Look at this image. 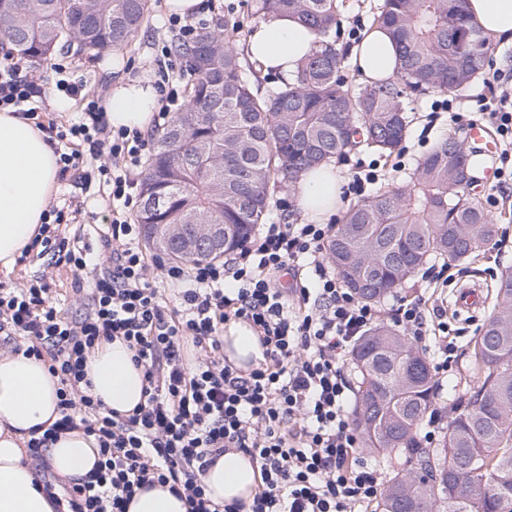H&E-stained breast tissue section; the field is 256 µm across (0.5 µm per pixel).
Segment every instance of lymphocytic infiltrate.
Here are the masks:
<instances>
[{
  "instance_id": "lymphocytic-infiltrate-1",
  "label": "lymphocytic infiltrate",
  "mask_w": 512,
  "mask_h": 512,
  "mask_svg": "<svg viewBox=\"0 0 512 512\" xmlns=\"http://www.w3.org/2000/svg\"><path fill=\"white\" fill-rule=\"evenodd\" d=\"M156 84L164 102L152 121L164 129L181 107L173 85L177 60L168 43L156 49ZM58 91L83 96L54 62ZM497 94L479 112L498 147L487 202L512 201V75L494 71ZM44 78L23 59L0 60V111L32 121L58 156L61 173L77 172L83 188L100 175L94 204L75 196L51 207L33 239L52 265L68 266L84 311L70 318L51 290L36 279L0 285V336L11 353L49 358L58 377L61 417L29 454L77 427L98 442L100 459L67 491L68 512H126L139 489L169 487L187 512H364L386 483L383 465L357 454L359 432L349 411V359L379 310L341 285L324 250L330 224H267L227 261L159 264L150 275L129 212L139 197L147 141L139 130L112 129L101 97L83 96L81 121L49 117ZM107 212L103 235L110 265L92 281L78 237L59 225L95 222ZM291 276L290 287L278 279ZM391 317L432 355L444 378L458 360L447 311L422 296L394 299ZM245 322L264 359L244 370L225 360L224 327ZM122 339L144 372L143 403L131 414L108 410L84 388L86 360L105 341ZM248 456L261 485L250 501L218 504L206 494L203 474L228 451Z\"/></svg>"
}]
</instances>
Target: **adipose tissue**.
Instances as JSON below:
<instances>
[{
    "instance_id": "1",
    "label": "adipose tissue",
    "mask_w": 512,
    "mask_h": 512,
    "mask_svg": "<svg viewBox=\"0 0 512 512\" xmlns=\"http://www.w3.org/2000/svg\"><path fill=\"white\" fill-rule=\"evenodd\" d=\"M470 20L486 37L512 43V0H468ZM248 51L263 71L294 78L318 46V37L298 19L273 16L257 23L247 38ZM366 81L389 78L397 56L390 35L371 28L349 51ZM159 106L156 89L136 81L117 85L105 108L112 128L143 130ZM58 156L29 121L0 113V267L11 269L28 249L58 184ZM335 165H323L301 179L295 204L309 220L320 223L344 206ZM224 353L238 367L262 360L257 336L242 323L224 333ZM92 394L118 414L127 415L144 400L143 370L121 340L102 344L87 359ZM59 381L46 364L23 354L0 356V512H56L55 500L37 474L27 443L33 432H45L60 417ZM43 457L56 477L71 482L84 477L99 459L98 443L83 429L59 435ZM208 496L215 502L251 500L260 471L248 456L221 455L204 474Z\"/></svg>"
}]
</instances>
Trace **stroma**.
<instances>
[{"label": "stroma", "mask_w": 512, "mask_h": 512, "mask_svg": "<svg viewBox=\"0 0 512 512\" xmlns=\"http://www.w3.org/2000/svg\"><path fill=\"white\" fill-rule=\"evenodd\" d=\"M343 16L336 31V45L347 49L354 45L355 40L349 35L354 24L370 27L374 24V17L378 12L382 0H343ZM168 15L165 0H151V8L137 38L128 46L114 52L101 54L76 55L74 77L80 80L84 90L103 95H111L117 83L141 77H152L156 68L154 55L151 49L155 39L165 37L164 22ZM433 96L411 98L407 101L409 125L403 154L388 160H376L374 153L369 151H355L337 161L336 168L343 180H350L356 162L379 161L381 170V183H397L408 185L413 174L431 147L448 135H456L463 140L469 155H476L477 145L470 141L468 126L464 123L455 124L449 121L447 113L433 114ZM512 266V246L495 251L484 249L476 261L469 265L452 263L448 266L447 282L433 283L423 286L421 293L426 301H444L453 299L458 285L466 284L472 278L479 280L487 286H494L501 271ZM46 276L47 282L55 298L63 309L71 316H78L83 311L79 294L72 289V274L66 268L49 266L47 258L29 254L27 259L14 265L12 270L0 268V282L18 283ZM487 317L486 312L477 315L449 313L448 323L454 329L459 346L457 378L460 388H467L472 377L470 366V341L479 331Z\"/></svg>", "instance_id": "stroma-1"}]
</instances>
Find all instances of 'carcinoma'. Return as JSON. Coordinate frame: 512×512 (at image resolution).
<instances>
[{
	"label": "carcinoma",
	"instance_id": "carcinoma-1",
	"mask_svg": "<svg viewBox=\"0 0 512 512\" xmlns=\"http://www.w3.org/2000/svg\"><path fill=\"white\" fill-rule=\"evenodd\" d=\"M341 7V0H258L262 16L288 14L319 37L295 78L270 94L246 77L254 61L232 43L237 18L175 45L191 76L187 102L155 137L137 223L159 235L166 224L188 231L222 224L231 253L263 223L278 193L295 194L307 170L361 147L392 156L407 132V97L461 90L489 61L491 47L471 23L467 0H383L375 23L397 46L396 73L352 90L329 39ZM149 11L150 0H0V46L40 60L61 48L122 49ZM472 184L466 147L450 135L419 163L413 185H384L354 205L326 245L343 287L376 303L435 259L474 261L498 227ZM471 345L479 381L459 396L441 442L422 448L435 398L426 355L386 322L358 340L351 414L360 448L397 462L379 512H512V268L502 270Z\"/></svg>",
	"mask_w": 512,
	"mask_h": 512
}]
</instances>
